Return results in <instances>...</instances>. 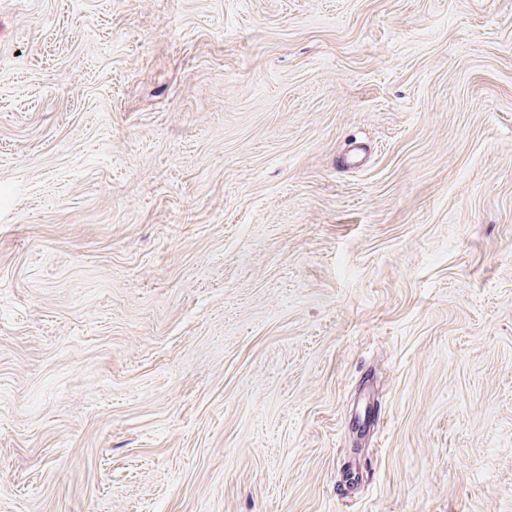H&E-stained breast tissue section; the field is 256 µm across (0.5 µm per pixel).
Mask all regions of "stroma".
Returning <instances> with one entry per match:
<instances>
[{
    "label": "stroma",
    "instance_id": "35a3bbf8",
    "mask_svg": "<svg viewBox=\"0 0 512 512\" xmlns=\"http://www.w3.org/2000/svg\"><path fill=\"white\" fill-rule=\"evenodd\" d=\"M0 28V512H512V0Z\"/></svg>",
    "mask_w": 512,
    "mask_h": 512
}]
</instances>
